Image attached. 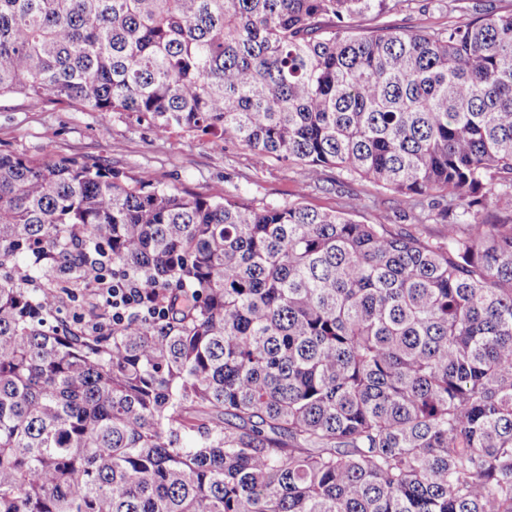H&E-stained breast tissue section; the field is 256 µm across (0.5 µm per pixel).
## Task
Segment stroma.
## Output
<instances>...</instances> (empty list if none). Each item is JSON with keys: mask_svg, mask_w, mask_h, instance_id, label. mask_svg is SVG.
<instances>
[{"mask_svg": "<svg viewBox=\"0 0 512 512\" xmlns=\"http://www.w3.org/2000/svg\"><path fill=\"white\" fill-rule=\"evenodd\" d=\"M472 0H400L397 8L379 18H358L357 26L429 30L468 19ZM0 154L33 161L74 159L95 163L127 177L151 179L210 199L229 198L254 207L302 202L318 210L346 209L352 192L365 205L357 221L409 227L396 196L370 184L352 181L336 191L334 171L323 178L308 176L304 166L275 161L220 138L198 139L174 130L159 136L146 123L123 112L108 121L66 102L34 110L18 96L0 98Z\"/></svg>", "mask_w": 512, "mask_h": 512, "instance_id": "stroma-1", "label": "stroma"}]
</instances>
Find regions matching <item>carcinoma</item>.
Segmentation results:
<instances>
[{
	"mask_svg": "<svg viewBox=\"0 0 512 512\" xmlns=\"http://www.w3.org/2000/svg\"><path fill=\"white\" fill-rule=\"evenodd\" d=\"M0 0V97L126 112L402 198L445 241L0 154V512H512V14ZM111 270L163 324L51 321ZM53 269L37 293L19 259ZM474 0H409L400 1L397 8L380 17H360L354 22L363 30L388 26L393 28L429 30L447 25L449 22L464 21L471 17Z\"/></svg>",
	"mask_w": 512,
	"mask_h": 512,
	"instance_id": "cac0c4a2",
	"label": "carcinoma"
}]
</instances>
